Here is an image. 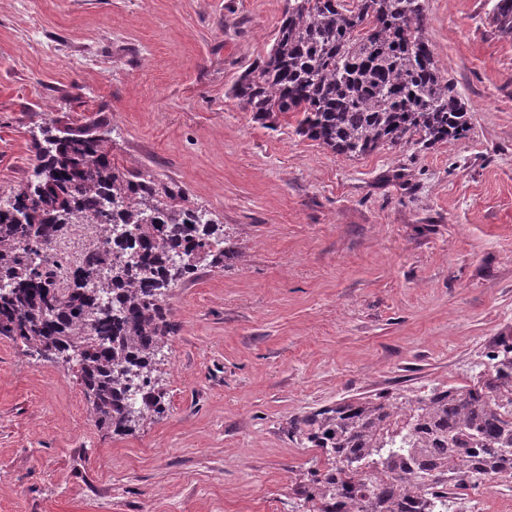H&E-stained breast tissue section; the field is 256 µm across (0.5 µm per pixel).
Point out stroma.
Wrapping results in <instances>:
<instances>
[{"label":"stroma","mask_w":512,"mask_h":512,"mask_svg":"<svg viewBox=\"0 0 512 512\" xmlns=\"http://www.w3.org/2000/svg\"><path fill=\"white\" fill-rule=\"evenodd\" d=\"M496 3L425 0L466 135L350 158L230 92L285 0H0V195L25 187L45 127H87L233 250L168 290L166 411L131 434L94 426L70 363L0 337V512H295L317 452L289 421L482 370L512 336V32Z\"/></svg>","instance_id":"stroma-1"}]
</instances>
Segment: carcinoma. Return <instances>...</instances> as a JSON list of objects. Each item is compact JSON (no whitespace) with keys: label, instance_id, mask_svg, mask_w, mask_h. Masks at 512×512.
Returning a JSON list of instances; mask_svg holds the SVG:
<instances>
[{"label":"carcinoma","instance_id":"1","mask_svg":"<svg viewBox=\"0 0 512 512\" xmlns=\"http://www.w3.org/2000/svg\"><path fill=\"white\" fill-rule=\"evenodd\" d=\"M423 0H285L265 59L234 84L255 116L299 112L298 132L334 153L433 145L468 131V110L441 76ZM34 180L0 201V336L46 360L74 354L95 426L125 434L165 412L154 376L167 345L166 291L198 264L232 254L224 225L162 204L151 179L112 163L104 138L43 132ZM78 224L124 229L122 261L101 247L60 289L34 261ZM470 384L360 397L290 421L323 457L293 488L297 512H449L448 485L512 477V337Z\"/></svg>","mask_w":512,"mask_h":512}]
</instances>
